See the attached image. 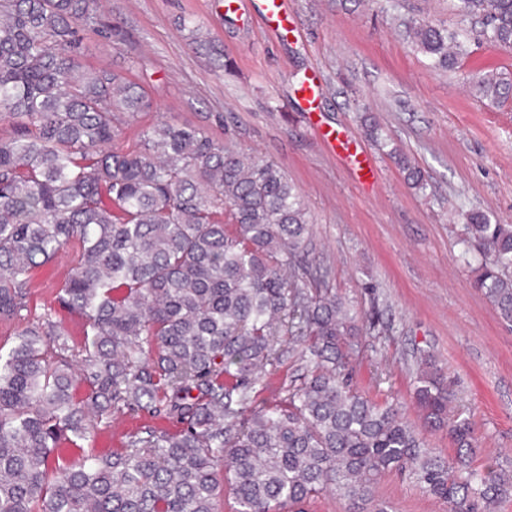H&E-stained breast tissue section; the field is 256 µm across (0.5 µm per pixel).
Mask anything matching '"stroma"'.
<instances>
[{
  "label": "stroma",
  "mask_w": 512,
  "mask_h": 512,
  "mask_svg": "<svg viewBox=\"0 0 512 512\" xmlns=\"http://www.w3.org/2000/svg\"><path fill=\"white\" fill-rule=\"evenodd\" d=\"M288 12L296 32L283 39L256 8L235 11L228 0H100L94 28L82 34L84 64L137 83L154 102L121 125L117 144L134 146L162 118L280 166L307 206L310 261L328 269L352 314L379 319L351 358L355 387L418 422L415 377L429 351L447 376L452 412L473 424L474 466L512 469V328L474 286L482 257L466 249L462 219L474 209L512 224V98L493 105L476 92L488 75L512 83V48L474 40L455 69L431 67L398 20L460 28L453 0H288ZM194 27L210 50L192 44ZM315 73L325 91L307 114L296 96ZM368 117L385 149L367 140ZM321 127L367 154L372 173L351 171ZM397 153L421 168L424 188L408 183ZM72 265L66 254L33 271L32 316L53 304ZM303 371L298 349L289 350L257 400L285 393ZM165 424L128 412L99 428L93 444L117 449L128 432ZM377 495L394 512H448L395 473Z\"/></svg>",
  "instance_id": "1"
}]
</instances>
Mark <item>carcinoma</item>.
<instances>
[{"label":"carcinoma","mask_w":512,"mask_h":512,"mask_svg":"<svg viewBox=\"0 0 512 512\" xmlns=\"http://www.w3.org/2000/svg\"><path fill=\"white\" fill-rule=\"evenodd\" d=\"M96 0H0V512H292L322 494L346 512H389L375 499L397 472L448 512H496L512 471L472 467L469 419L449 414L444 374L421 359V425L352 385L350 358L376 322H360L305 260L312 227L279 166L160 119L134 149L117 124L152 108L118 74L81 60ZM460 16L512 47V0H457ZM415 48L454 67L466 44L427 21L403 22ZM492 102L512 86L478 83ZM408 181L421 171L396 155ZM482 255L475 283L512 325V224L465 215ZM75 252L59 308L84 321L82 358L49 310H28L33 269ZM302 347L299 384L256 404L255 390ZM143 426L122 448L90 444L117 413ZM448 428L446 457L425 434Z\"/></svg>","instance_id":"obj_1"}]
</instances>
